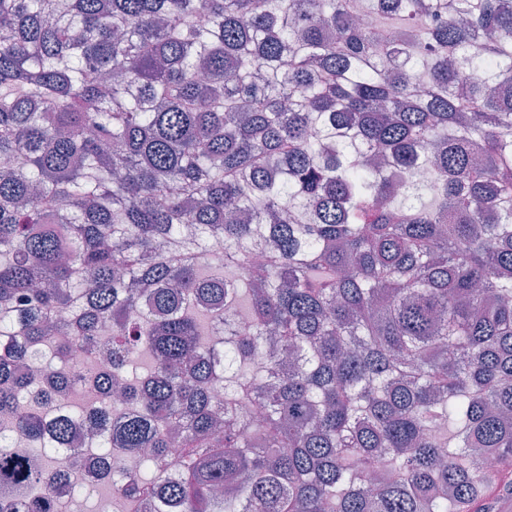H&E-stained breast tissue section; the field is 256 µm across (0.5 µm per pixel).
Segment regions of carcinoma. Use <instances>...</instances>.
Instances as JSON below:
<instances>
[{"instance_id": "obj_1", "label": "carcinoma", "mask_w": 512, "mask_h": 512, "mask_svg": "<svg viewBox=\"0 0 512 512\" xmlns=\"http://www.w3.org/2000/svg\"><path fill=\"white\" fill-rule=\"evenodd\" d=\"M0 162V512L512 498V0H0Z\"/></svg>"}]
</instances>
